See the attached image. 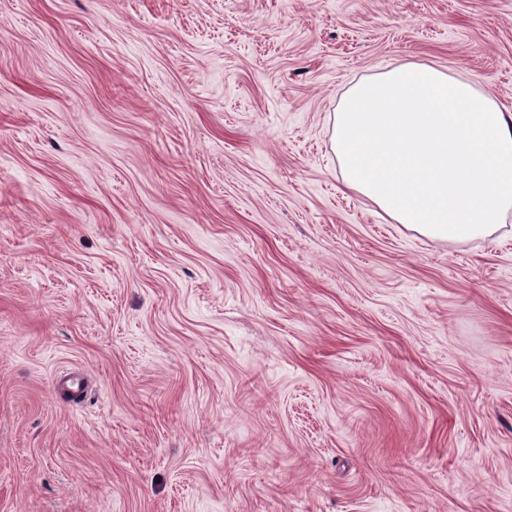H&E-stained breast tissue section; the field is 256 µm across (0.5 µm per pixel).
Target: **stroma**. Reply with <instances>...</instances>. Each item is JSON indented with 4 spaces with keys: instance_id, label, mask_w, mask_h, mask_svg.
Segmentation results:
<instances>
[{
    "instance_id": "stroma-1",
    "label": "stroma",
    "mask_w": 512,
    "mask_h": 512,
    "mask_svg": "<svg viewBox=\"0 0 512 512\" xmlns=\"http://www.w3.org/2000/svg\"><path fill=\"white\" fill-rule=\"evenodd\" d=\"M412 62L512 111V0H0V512H512V213L333 148Z\"/></svg>"
}]
</instances>
